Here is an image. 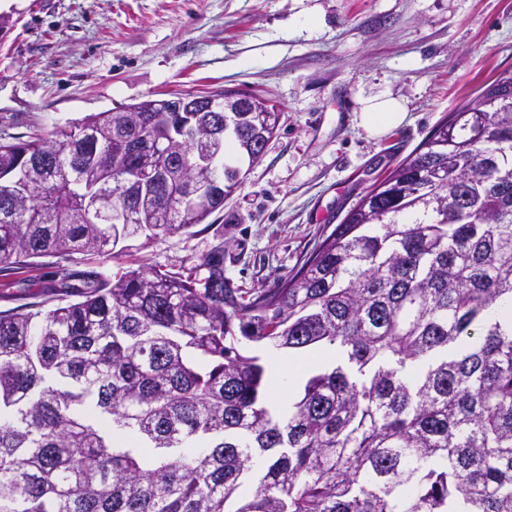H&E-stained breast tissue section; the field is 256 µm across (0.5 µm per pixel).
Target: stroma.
<instances>
[{
	"instance_id": "obj_1",
	"label": "stroma",
	"mask_w": 512,
	"mask_h": 512,
	"mask_svg": "<svg viewBox=\"0 0 512 512\" xmlns=\"http://www.w3.org/2000/svg\"><path fill=\"white\" fill-rule=\"evenodd\" d=\"M0 133L47 131L172 94L238 90L274 101L262 158L195 235L131 241L121 263L175 270L213 245L244 291L291 273L366 187L457 106L512 67V0H0ZM407 118L373 138L364 99ZM54 265L0 272V310L47 285Z\"/></svg>"
}]
</instances>
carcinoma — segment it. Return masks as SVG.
I'll return each mask as SVG.
<instances>
[{"instance_id":"1","label":"carcinoma","mask_w":512,"mask_h":512,"mask_svg":"<svg viewBox=\"0 0 512 512\" xmlns=\"http://www.w3.org/2000/svg\"><path fill=\"white\" fill-rule=\"evenodd\" d=\"M256 103L142 100L0 135V272L57 264L0 310V512H512V330L492 315L512 302V69L275 288L244 294L221 243L176 272L75 269L222 210L245 178L236 157L277 130ZM208 178L222 185L193 196ZM127 208L137 223L99 217ZM244 340L342 360L280 419Z\"/></svg>"}]
</instances>
